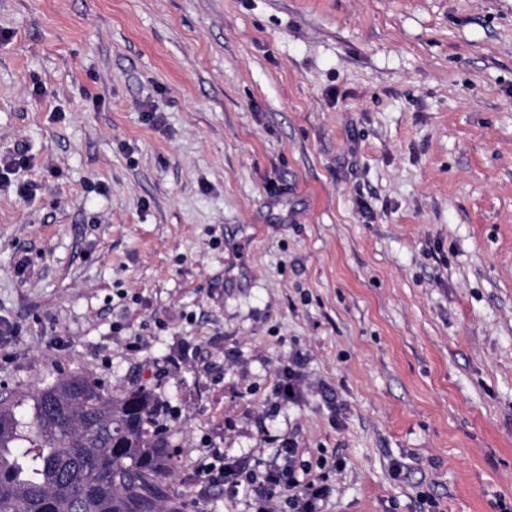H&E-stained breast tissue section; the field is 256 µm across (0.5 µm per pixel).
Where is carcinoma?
<instances>
[{
    "label": "carcinoma",
    "instance_id": "carcinoma-1",
    "mask_svg": "<svg viewBox=\"0 0 512 512\" xmlns=\"http://www.w3.org/2000/svg\"><path fill=\"white\" fill-rule=\"evenodd\" d=\"M29 421L0 400V512H179L173 453L152 429L158 399L114 398L88 375L33 396Z\"/></svg>",
    "mask_w": 512,
    "mask_h": 512
}]
</instances>
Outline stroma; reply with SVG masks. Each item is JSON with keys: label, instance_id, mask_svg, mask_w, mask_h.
<instances>
[{"label": "stroma", "instance_id": "obj_1", "mask_svg": "<svg viewBox=\"0 0 512 512\" xmlns=\"http://www.w3.org/2000/svg\"><path fill=\"white\" fill-rule=\"evenodd\" d=\"M0 397L161 403L182 512L512 508V0H0ZM303 355L301 395L280 369ZM288 459V466L266 469L264 472H248L244 479L237 480L235 486L245 482L255 488L261 501L269 503L282 494H287L286 501L294 512H322L320 502L328 497V486L323 482L298 479L294 469L296 448H282Z\"/></svg>", "mask_w": 512, "mask_h": 512}]
</instances>
